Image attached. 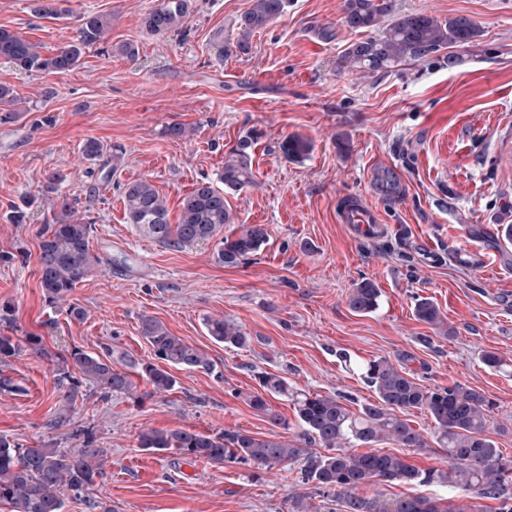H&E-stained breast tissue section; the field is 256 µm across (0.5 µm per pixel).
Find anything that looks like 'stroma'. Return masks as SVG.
<instances>
[{"label":"stroma","mask_w":512,"mask_h":512,"mask_svg":"<svg viewBox=\"0 0 512 512\" xmlns=\"http://www.w3.org/2000/svg\"><path fill=\"white\" fill-rule=\"evenodd\" d=\"M160 0H64L59 19L39 18L31 0H0V27L21 32L44 53L69 43L86 13L110 15L112 27L86 48L73 71L30 73L0 59V84L18 103L0 111V335L42 337L46 349L102 352L112 347L146 362L155 356L141 335L151 316L203 351L212 370L176 371L173 391L139 398L103 396L82 385L66 406L52 365L23 352L0 364V437L23 447L76 448L78 429L101 448L102 478L63 512H288L302 497L312 512H346L343 500L316 494L296 465L272 472L216 467L176 453L140 448L148 429L226 430L267 436L274 428L246 394L271 372L291 386L336 394L351 410L376 394L363 365L386 358L426 389L461 383L496 403L489 424L497 447L512 454V5L507 0H393L398 13L444 20L465 16L481 35L388 73H340L336 60L358 32L343 21L344 0H288L284 14L256 33L248 52L218 55L216 32L234 42L249 0H193L178 34L157 36L142 24ZM138 47L123 56L126 42ZM192 127L188 139L165 135ZM299 135L306 158L287 160L279 145ZM104 155L85 160L84 141ZM348 151H340L339 139ZM251 140L254 185L226 196L233 221L262 224L269 238L238 266L217 260L215 242L179 251L139 235L124 221L123 190L146 179L170 218L201 180L217 181L225 155ZM93 223L91 245L103 263L69 296L85 311L70 318L49 305L38 282L39 231L60 197ZM357 196L386 230L353 234L338 214ZM26 220L12 221L15 207ZM364 280L381 292L378 309L352 312L346 298ZM427 298L448 323L442 335L414 314ZM242 325L249 347L228 349L203 320ZM505 359L485 366L483 352ZM69 423L54 427L58 414ZM390 504L418 495L445 507L457 489L445 484L359 488Z\"/></svg>","instance_id":"stroma-1"}]
</instances>
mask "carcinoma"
Returning a JSON list of instances; mask_svg holds the SVG:
<instances>
[{
	"mask_svg": "<svg viewBox=\"0 0 512 512\" xmlns=\"http://www.w3.org/2000/svg\"><path fill=\"white\" fill-rule=\"evenodd\" d=\"M288 0H250V7L237 23L236 47L248 48L253 34L265 29L281 15ZM191 14V0H160L144 19L145 28L156 35L179 32ZM344 23L353 30H370L375 35L350 44L336 60L344 73L371 75L389 71L407 60H420L453 46H466L480 36V29L461 16L439 20L423 13L395 14L390 0H345ZM112 25L108 15L88 13L80 18L76 39L45 54L40 46L21 33L0 27V58L13 62L27 72L63 74L75 69L83 50L99 42ZM250 143L239 142L224 159L219 181L224 188L200 181L184 198L178 222L170 223L166 202L148 180L127 184L123 194L126 223L146 238L178 250L193 249L220 237L217 256L226 266H236L246 256L260 250L268 237L262 224L243 225L239 231L220 236L231 222V212L224 194L253 182ZM284 157L305 158L311 144L300 136H289L280 145ZM75 203L62 200L53 223L42 225L38 256L40 284L51 304H67L70 293L100 260L90 252L93 224L74 218ZM380 289L368 280L357 284L347 297L349 307L358 314L378 308ZM417 319L439 333L448 334V325L436 305L417 301ZM208 335L226 347H247V333L238 323L220 317L204 320ZM141 334L164 366L137 362L126 364L131 371L112 365V349L101 354L74 348L65 355L52 354L42 338L30 335L22 346L10 336H0V363L22 355L27 350L46 358L53 365L63 399L71 404L81 391L79 380L93 384L104 395L123 394L136 397L139 376L152 387V394H166L176 386L169 371L210 369L207 356L184 339L171 333L164 324L150 316L141 320ZM363 378L377 399L351 412L336 395L296 389L281 376L262 372L258 375L263 391L272 396L292 398L303 433L297 440H283L276 435L258 437L236 430L204 435L184 429L146 430L138 445L154 451L174 450L187 461L204 460L212 465L247 463L258 470L270 471L282 464L300 467L302 480L326 497L342 496L350 512H476L475 498L499 500V512H512V455L497 448L488 432L489 419L496 404L472 387L452 386L425 389L409 373L386 358L370 360L363 367ZM249 406L265 416L274 427H288V422L274 412L269 400L258 393L246 397ZM425 410L434 420L437 442L447 449L448 469H419L403 458L374 450L357 452L388 438L402 448H425L427 439L400 413ZM317 442L326 452L308 448ZM101 449L85 433L78 448H50L45 445L22 448L0 438V504L10 512H62L63 494L79 497L102 476ZM431 484L445 483L463 492L459 502L442 509L419 496L395 501L387 508L356 495L370 483Z\"/></svg>",
	"mask_w": 512,
	"mask_h": 512,
	"instance_id": "1",
	"label": "carcinoma"
}]
</instances>
